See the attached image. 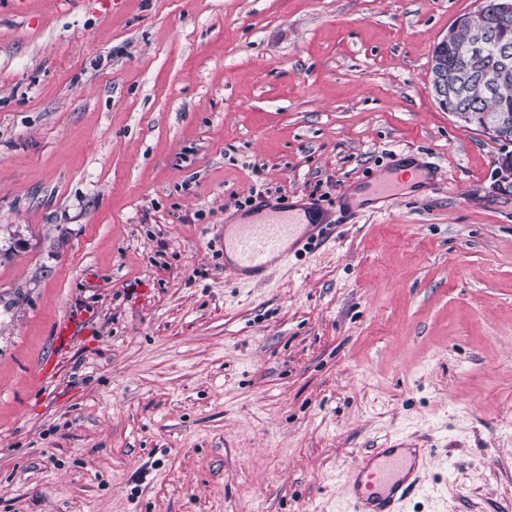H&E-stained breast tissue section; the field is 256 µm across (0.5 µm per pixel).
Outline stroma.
<instances>
[{
    "label": "stroma",
    "instance_id": "35a3bbf8",
    "mask_svg": "<svg viewBox=\"0 0 512 512\" xmlns=\"http://www.w3.org/2000/svg\"><path fill=\"white\" fill-rule=\"evenodd\" d=\"M480 5L0 0V512H347L398 441L405 512H512L505 145L430 85ZM406 156L425 194L347 203ZM298 196L333 237L231 280ZM495 186L503 192L512 190V153H503L495 163L494 170ZM429 452L428 448H406L400 442L366 453L346 480L349 512H401L406 501L425 490Z\"/></svg>",
    "mask_w": 512,
    "mask_h": 512
}]
</instances>
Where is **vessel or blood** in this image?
I'll list each match as a JSON object with an SVG mask.
<instances>
[{
	"label": "vessel or blood",
	"instance_id": "1",
	"mask_svg": "<svg viewBox=\"0 0 512 512\" xmlns=\"http://www.w3.org/2000/svg\"><path fill=\"white\" fill-rule=\"evenodd\" d=\"M329 231V225L302 224L293 213L275 210L253 223L227 225L224 253L236 279H261L273 265L324 243ZM427 455L402 442L366 453L346 480L349 512H401L425 490Z\"/></svg>",
	"mask_w": 512,
	"mask_h": 512
}]
</instances>
